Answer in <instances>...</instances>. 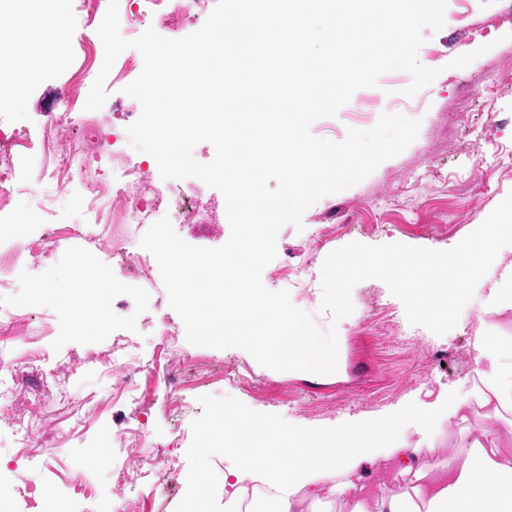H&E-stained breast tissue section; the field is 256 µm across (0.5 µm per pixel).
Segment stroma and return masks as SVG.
Here are the masks:
<instances>
[{
  "mask_svg": "<svg viewBox=\"0 0 512 512\" xmlns=\"http://www.w3.org/2000/svg\"><path fill=\"white\" fill-rule=\"evenodd\" d=\"M422 35L418 58L440 71L429 86L409 97L403 93L409 75L386 73L378 87L357 90L336 116L311 126L313 135L339 142L348 128L368 129L381 114L398 113L419 120L416 140L362 182L307 209L303 231L287 225L278 234L273 267L311 264L313 288L291 289L290 297L313 314L320 330L336 326V371H275L239 348L188 345L160 273L139 280L91 240L60 239L52 267L29 263L0 279V310L13 317L10 328L0 329V350L12 355L20 376L12 393L0 397V512H51L56 494L69 499V512H103L112 501L121 512H183L180 478L185 474L204 478L206 512H224V457L208 446L233 447L237 440L218 436L207 442L202 432L226 412L292 432L322 434L340 425L369 428L392 419L409 443L435 442L433 460L446 467L453 465L465 437L512 436V411L499 418L476 406L464 425L440 417L425 425L415 416L439 396L472 397L478 326L512 336V317H497L486 305L488 283L477 284L446 334L411 326L415 341L404 350L378 332L389 315L404 312L383 281L357 284L354 311L340 321L319 309L322 267L331 251L354 241L446 250L512 192V0H447L444 27L424 28ZM472 51L477 57L470 65L450 67V60ZM0 55L14 58L0 75L20 86L18 97L0 102V128L34 129L39 113L59 109L58 89L71 82L77 85L74 109L83 112L97 73L85 71L78 42H50L29 13H0ZM39 170V159H32L21 177L24 194L7 208L11 222L38 230L48 209L56 225L83 223L74 193L44 189ZM179 187L194 200L197 218L176 225V233L193 246L224 245L230 225L221 192L193 177L180 180ZM84 257L107 269L116 284L102 301L103 319L79 334L74 323L83 307L59 300L52 288L78 287L75 268ZM167 330L194 358L175 367L182 390L169 388L165 371H141L133 363L114 366L103 359L121 334L133 336L137 353L152 359ZM45 348L51 358L32 361V353ZM435 349L447 350L446 362L432 359ZM240 364L253 377L244 391L224 381L225 370ZM20 422L28 424L30 442L16 435ZM174 425L180 430L176 440L170 435ZM132 428L145 435L144 460L176 470L172 484L152 486L141 478L139 466L128 463L116 439ZM91 456L100 463L89 469L84 462Z\"/></svg>",
  "mask_w": 512,
  "mask_h": 512,
  "instance_id": "1",
  "label": "stroma"
}]
</instances>
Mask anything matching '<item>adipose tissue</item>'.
Masks as SVG:
<instances>
[{"instance_id": "adipose-tissue-1", "label": "adipose tissue", "mask_w": 512, "mask_h": 512, "mask_svg": "<svg viewBox=\"0 0 512 512\" xmlns=\"http://www.w3.org/2000/svg\"><path fill=\"white\" fill-rule=\"evenodd\" d=\"M507 237L512 214L479 228L462 266L448 263L439 271L451 287L464 278L485 279L489 305L499 315L512 312V260L500 248ZM474 349L480 403L499 414L512 406V336L477 330ZM375 433L376 446L350 428L325 437L284 431L269 446L224 448V512H309L324 491L346 497L352 488L358 495L348 499L347 512H512L511 449L469 438L450 470L430 463L391 423L379 422ZM380 457L391 461L395 476L411 479L409 490H393L383 478L363 481L367 465ZM355 476L360 486H353Z\"/></svg>"}]
</instances>
